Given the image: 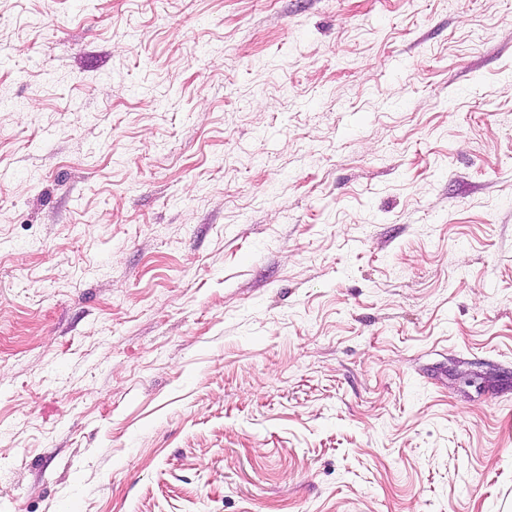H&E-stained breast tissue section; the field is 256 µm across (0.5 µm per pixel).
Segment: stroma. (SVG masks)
<instances>
[{
  "label": "stroma",
  "mask_w": 512,
  "mask_h": 512,
  "mask_svg": "<svg viewBox=\"0 0 512 512\" xmlns=\"http://www.w3.org/2000/svg\"><path fill=\"white\" fill-rule=\"evenodd\" d=\"M0 512H512V0H0Z\"/></svg>",
  "instance_id": "obj_1"
}]
</instances>
